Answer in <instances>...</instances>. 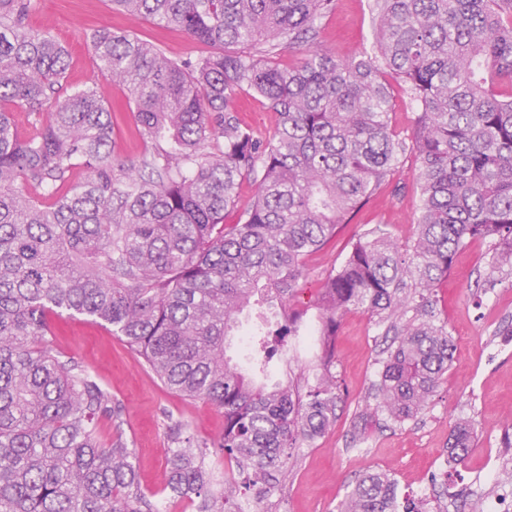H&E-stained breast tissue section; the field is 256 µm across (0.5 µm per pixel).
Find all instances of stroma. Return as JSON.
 <instances>
[{"mask_svg": "<svg viewBox=\"0 0 512 512\" xmlns=\"http://www.w3.org/2000/svg\"><path fill=\"white\" fill-rule=\"evenodd\" d=\"M31 24L52 31L69 50L68 81L96 83L105 101L124 100L122 87L99 79L89 46L97 28L126 29L172 57L207 54L208 46L180 30L113 12L108 0H34ZM371 0H336V9L322 23L319 47L339 59L371 50L375 22ZM413 164L399 176V193L380 190L342 225L325 248L306 260L297 306L310 305L325 274L339 266L354 238L372 227L385 229L404 244L410 242L418 194ZM488 246L475 242L457 255L437 291V309L448 322L454 351L446 381L417 419L396 424L380 417L360 420L368 392L381 369L382 338L359 310L347 313L336 340V374L347 397L335 425L313 448L300 449L286 484L272 496L277 512H336L353 483L364 474L383 471L395 480L400 498L411 499L420 512H435L464 490L461 512H483L499 484L512 482V448L502 438L512 427V346L502 339L512 331V278L478 290L485 272ZM63 358L88 367L110 391L121 409V429L135 448L141 487L163 485L173 444L168 418L187 423L195 439L213 442L224 432V415L202 401L168 390L111 331L84 316L57 320L48 338ZM461 418L471 420L475 443L465 467L449 475L448 434Z\"/></svg>", "mask_w": 512, "mask_h": 512, "instance_id": "35a3bbf8", "label": "stroma"}]
</instances>
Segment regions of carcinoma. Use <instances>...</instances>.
I'll return each instance as SVG.
<instances>
[{
	"instance_id": "obj_1",
	"label": "carcinoma",
	"mask_w": 512,
	"mask_h": 512,
	"mask_svg": "<svg viewBox=\"0 0 512 512\" xmlns=\"http://www.w3.org/2000/svg\"><path fill=\"white\" fill-rule=\"evenodd\" d=\"M212 51L174 59L131 32L90 36L97 74L127 90L135 157L115 153L113 110L67 84L69 52L29 23L32 0H0V512H243L274 492L301 448L336 424L343 315L361 309L391 337L373 413L402 424L425 410L453 358L435 293L455 255L489 241L485 285L512 275V0H373L370 52L317 47L335 0H109ZM288 48L304 53L281 66ZM417 105L392 128V82ZM254 94L280 116L260 137L236 114ZM419 192L401 246L374 228L326 274L312 305L315 382L266 384L309 313L292 304L306 258L390 185L405 159ZM256 196L235 224L241 184ZM259 313L249 349L226 356L238 317ZM90 317L170 390L224 414L216 442L172 423L164 485H139L111 393L49 348L52 318ZM473 427L456 423L462 465ZM337 512H397L385 472L360 477Z\"/></svg>"
}]
</instances>
